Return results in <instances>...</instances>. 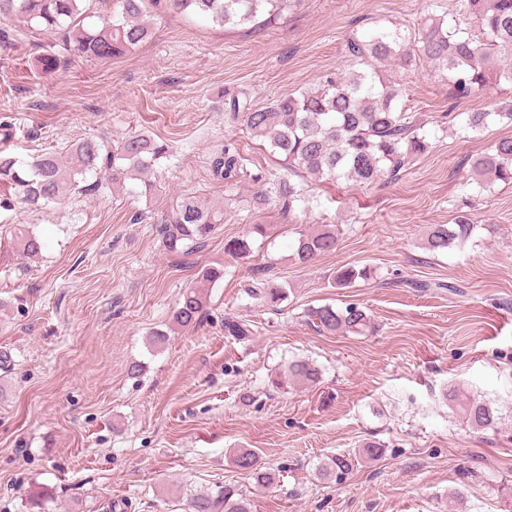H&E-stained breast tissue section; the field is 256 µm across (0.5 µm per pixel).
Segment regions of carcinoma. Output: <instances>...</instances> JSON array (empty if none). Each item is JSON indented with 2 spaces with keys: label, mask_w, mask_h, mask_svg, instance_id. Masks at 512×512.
<instances>
[{
  "label": "carcinoma",
  "mask_w": 512,
  "mask_h": 512,
  "mask_svg": "<svg viewBox=\"0 0 512 512\" xmlns=\"http://www.w3.org/2000/svg\"><path fill=\"white\" fill-rule=\"evenodd\" d=\"M156 0H114L112 17L96 18L93 0H0V23L21 19L38 31L55 35L56 49L42 55L39 66L44 71L59 67L65 54L74 51L92 59H108L132 50L150 36L146 20ZM170 8L181 13L203 16L214 23L242 25L253 23L263 13L279 14L288 0H168ZM468 14L478 33L449 17L428 19L418 31V48L406 42L399 31L385 30L349 43L351 56L361 61L394 62L409 66L420 52L433 65L453 78L457 92L463 96L505 81L512 84V0H466ZM402 88L380 79L377 72L346 77L330 73L313 87L294 95H284L272 104L253 108L236 99L228 102L229 113L244 114L246 127L266 138L273 153L281 157L288 173L301 170L319 181L345 180L370 185L394 180L409 163L429 148L426 138L411 130L405 113L399 110ZM496 119L512 122V104L494 112H468L465 127L479 133ZM170 147L149 135L126 137L114 150L103 153L94 139H79L61 149L44 150L26 159L0 149V209L17 207L38 213L74 190L92 191L97 183L87 176L103 174L114 184L128 179L140 184L134 193L150 197L155 192L151 173L156 163L168 157ZM247 158L232 140L211 160L214 179L232 183L248 177L266 188L257 203L270 200L284 215L298 207L310 210L311 199L303 189L283 177L268 178L263 172L251 173ZM472 178H491L512 183V138H503L477 155L471 163ZM224 223V206L207 205L192 196L179 198L168 218L158 227L164 246L171 253L183 251L189 242L208 239ZM474 225L464 216L454 224H435L427 236L432 251L443 250L456 242L466 241ZM9 243L15 252L28 259L39 256L45 241L30 224L9 227ZM336 225L324 224L312 231L299 233L294 256L301 264L336 249ZM224 252L243 259L251 253L247 236L228 239ZM370 276L366 266L342 267L334 283L346 288L358 279ZM221 278V271L203 267L196 274V284L186 288L179 306L171 315L175 329L194 328L202 318L206 296L201 286ZM259 296L266 305L275 307L286 298V289L273 280L262 283ZM309 321L320 332L362 334L370 326L367 314L350 304L343 309L330 305L310 309ZM319 369L304 360L292 361L278 373L272 383L282 386L290 381L299 384L319 382ZM448 400L460 404L467 422L476 430L495 422L491 407L477 399L460 401L455 390ZM234 465L244 471L258 487L275 481V474L259 462L249 448L234 454ZM351 462L335 456L319 467L325 479L334 473L349 471ZM185 512H251L249 500L233 486L226 485L215 493H200L187 502Z\"/></svg>",
  "instance_id": "carcinoma-1"
}]
</instances>
